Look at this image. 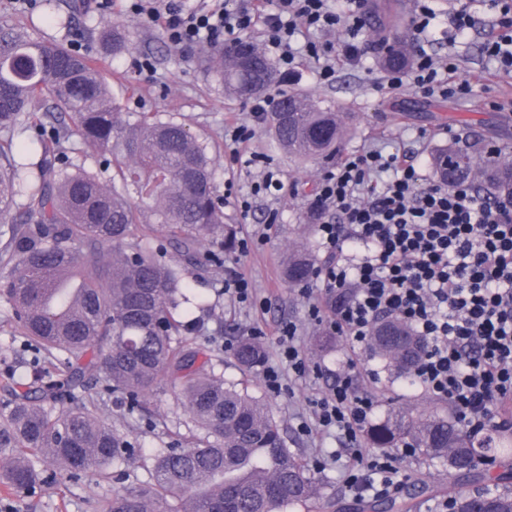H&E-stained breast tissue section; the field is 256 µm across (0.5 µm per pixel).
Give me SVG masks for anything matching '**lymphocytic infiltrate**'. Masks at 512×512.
Wrapping results in <instances>:
<instances>
[{"label":"lymphocytic infiltrate","instance_id":"1","mask_svg":"<svg viewBox=\"0 0 512 512\" xmlns=\"http://www.w3.org/2000/svg\"><path fill=\"white\" fill-rule=\"evenodd\" d=\"M368 2L344 0L338 9L333 0H276L269 10L263 0L239 9L226 0L194 9L184 0H165L158 12L147 0H129L128 8L160 19L167 40L180 49L228 46L260 29L282 66L303 56L329 79L367 53L359 35ZM499 2L500 30L484 52L508 72L512 0ZM341 25L345 41L316 40V33ZM455 70L452 58L433 57L419 45L410 69L388 72L387 84L445 97L470 88L466 81L452 84ZM310 213L329 258L323 283L338 297L330 314L311 305V319L354 350L369 345L379 320L406 323L425 342L410 374L413 385L451 404L471 435L512 430V414L505 411L512 403V200L481 197L466 182H424L413 151L369 150L344 157L323 175ZM363 376L358 359L349 358L330 393L314 400L313 427L336 433L349 447L344 477L356 494L387 497L399 489V464L414 450L369 456L359 449L378 408L376 397L359 386Z\"/></svg>","mask_w":512,"mask_h":512}]
</instances>
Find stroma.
<instances>
[{
    "instance_id": "1",
    "label": "stroma",
    "mask_w": 512,
    "mask_h": 512,
    "mask_svg": "<svg viewBox=\"0 0 512 512\" xmlns=\"http://www.w3.org/2000/svg\"><path fill=\"white\" fill-rule=\"evenodd\" d=\"M478 23L468 39L447 40L443 24L453 16L446 0H433L432 7L438 24L433 29L429 53L454 55L458 69L454 81H469V94L451 97H426L404 87L389 88L385 72L377 59L366 56L363 65L348 66L337 71L332 81L320 80L316 65L300 59L287 76L296 90L309 94L336 111L350 113L348 132L342 154L382 147L393 152L418 145L422 158H429L435 148L479 138L485 145H512V72L496 69L485 57L484 43L497 32L496 13L491 0H466ZM56 11L69 19L67 27L35 20L30 10L16 6L14 0H0V23L27 27L34 38L69 44L73 33L82 37V51L91 56H104L100 33L106 22L123 24L132 44L130 53L105 58L104 69L112 93L123 109L126 120H136L142 112L178 114L191 132L207 138L214 160V194L223 198L226 184H234L241 193L261 180L262 171L235 162L225 135L236 125H253V136L243 142L241 154L256 153L266 157L286 185L284 194L275 198L256 197L249 214H241L231 203L224 206V221L236 230V238L248 241L247 255L232 253L225 256L221 267L211 268L206 280H191L190 286L216 307L199 331V341L212 359L221 361L224 377L230 381L247 380L250 391L263 400L274 418L282 425L288 448L301 454L308 462L317 463L320 479L317 497L294 512H360L363 498L348 490L341 472L332 458L340 444L335 437L312 432L303 433L301 423L311 421V401L328 391L333 383L332 371L346 354L343 341L320 347L319 336L324 326L308 316L311 303L323 297L322 283L311 279L310 295L304 296L298 287L288 284L282 275L284 255L297 245L309 247L316 266H324L325 255L318 244L316 225L307 221L308 205L326 168L316 161L301 163L274 148L265 124H253L248 104L225 97L221 87L206 77L198 60L199 49L182 51L166 40L160 21L130 14L125 0H112L109 8L97 9L94 0H57ZM149 60L151 70H143L139 61ZM277 210L280 219L267 224L270 210ZM244 273L254 294L250 304H240L228 297H215L225 278ZM294 321L299 329L300 343L313 361L320 363L324 373L319 377L283 378L280 395H271L264 387L260 373L243 377L232 356L237 337L247 335L251 328L264 333L269 350L267 363L280 364L277 347L281 323ZM362 365L380 373L379 383L370 385V392L380 399L379 416L398 409L412 413L445 410V402L418 391H404L403 380L381 359L369 351H361ZM145 410L132 418V466L169 441V432L184 417V409L170 388L164 387L145 399ZM407 483L424 485L417 496L413 512H438L448 501V469L442 462L423 454L404 458L401 464ZM109 490L95 475L84 474L72 479L55 474L44 467L41 481L30 492L12 494L0 486V512H97V503Z\"/></svg>"
}]
</instances>
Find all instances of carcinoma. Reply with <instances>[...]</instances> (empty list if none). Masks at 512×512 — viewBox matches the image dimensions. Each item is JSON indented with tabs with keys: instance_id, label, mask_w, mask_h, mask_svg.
<instances>
[{
	"instance_id": "cac0c4a2",
	"label": "carcinoma",
	"mask_w": 512,
	"mask_h": 512,
	"mask_svg": "<svg viewBox=\"0 0 512 512\" xmlns=\"http://www.w3.org/2000/svg\"><path fill=\"white\" fill-rule=\"evenodd\" d=\"M375 24L405 30L400 0H381ZM116 56L129 51L122 24L101 34ZM412 59L396 39L380 58L403 69ZM200 68L230 99L245 101L283 83L256 46L240 40L199 57ZM52 109L74 120L39 139L40 185L20 180L14 153L18 129L40 132ZM349 114L294 89H279L267 113L278 150L297 160L338 156ZM89 148L103 168L78 159ZM430 165L452 186L468 181L487 195L512 197V146L497 155L475 144L437 149ZM209 143L174 116L144 112L123 119L98 61L61 43L33 38L22 26L0 25V298L12 308L14 332L35 351L27 377L0 387L8 412L0 418V453L10 456L0 484L26 491L49 463L66 475L117 472L125 485L99 501L100 512H283L317 497L308 463L285 443L280 423L249 387L224 380L200 347L189 296L192 272H209L233 250L235 231L214 199ZM22 208L15 220L13 210ZM162 229L176 257L156 241ZM214 250L201 251L203 242ZM314 260L303 245L288 252L284 279L307 284ZM421 341L401 321L376 324L369 346L400 373L410 371ZM266 345L240 336L234 359L245 373L265 363ZM166 381L186 414L184 430L129 476L131 427L107 413L113 395L134 403ZM371 448L409 439L448 465L454 512H512V466L502 485L470 491L464 478L481 466L512 460V434L476 438L448 413L413 417L398 410L370 424ZM414 494L380 502L371 512H410Z\"/></svg>"
}]
</instances>
